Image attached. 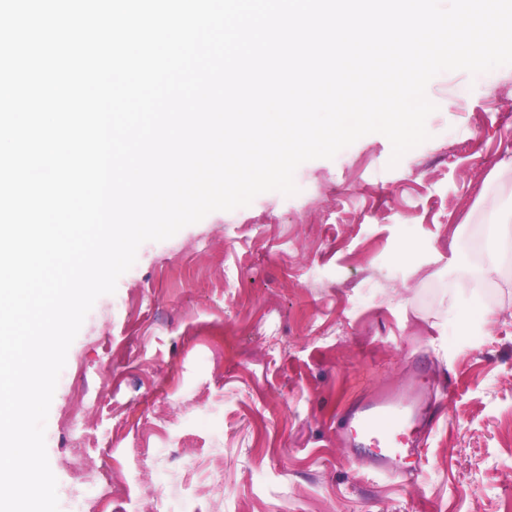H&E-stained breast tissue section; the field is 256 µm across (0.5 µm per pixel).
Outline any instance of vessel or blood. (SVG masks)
I'll return each instance as SVG.
<instances>
[{"label":"vessel or blood","instance_id":"b4317fda","mask_svg":"<svg viewBox=\"0 0 512 512\" xmlns=\"http://www.w3.org/2000/svg\"><path fill=\"white\" fill-rule=\"evenodd\" d=\"M407 372L406 389L365 395L337 429L343 447L356 449V462L367 473L402 483L416 481L426 466L421 444L430 422L420 362H410Z\"/></svg>","mask_w":512,"mask_h":512}]
</instances>
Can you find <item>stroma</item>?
I'll return each instance as SVG.
<instances>
[{"label": "stroma", "instance_id": "35a3bbf8", "mask_svg": "<svg viewBox=\"0 0 512 512\" xmlns=\"http://www.w3.org/2000/svg\"><path fill=\"white\" fill-rule=\"evenodd\" d=\"M427 141L382 134L142 244L71 344L46 423L60 512H507L512 507V65L443 72ZM497 272L477 297L466 282ZM483 301L494 316L472 319ZM421 357L453 379L417 483L359 476L336 439ZM80 470L90 493L71 496ZM109 483L102 499L95 485Z\"/></svg>", "mask_w": 512, "mask_h": 512}]
</instances>
